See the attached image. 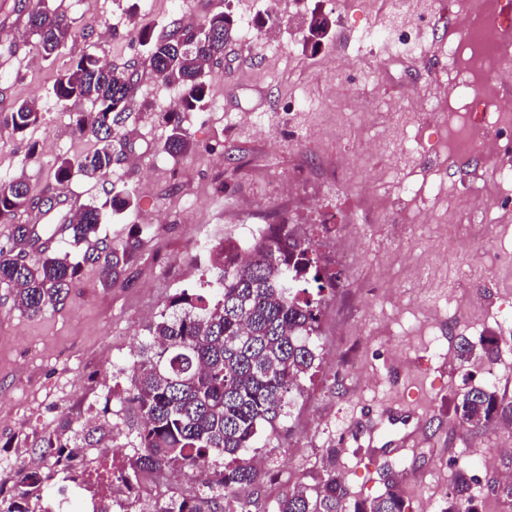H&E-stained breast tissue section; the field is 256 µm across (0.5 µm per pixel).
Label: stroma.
Masks as SVG:
<instances>
[{"mask_svg":"<svg viewBox=\"0 0 512 512\" xmlns=\"http://www.w3.org/2000/svg\"><path fill=\"white\" fill-rule=\"evenodd\" d=\"M76 19L78 34L55 59L44 60L27 29L29 0H0V112L35 100L37 126L16 133L0 126V182L25 177L32 194L62 195L59 213L102 196L80 179L58 186L53 164L93 151L92 136L73 131L71 113L51 95L57 76L83 52L110 64H136L139 104L121 138L110 180L135 195L134 205L107 218L100 236L126 249L112 285L87 265L65 305L38 317L22 314L0 286V497L10 495L21 468L39 467L32 443L56 437L90 417L117 414L122 429L111 454L125 463L137 423L116 399L150 319L170 297L198 282L203 250L233 237L237 225L286 220L327 241L330 212L365 210L359 247L338 271L342 287L323 310L319 367L304 382L276 438H259L266 459L252 512H270L296 487H316L328 449L352 498H372L393 476L405 512H443L458 473L472 476L479 512H512V493L497 472L512 473V222L495 225L483 248L466 238L432 276L416 265L441 234L433 188L455 194L480 183L494 208L512 211V191L498 192L493 170L478 154L449 164L447 110L415 111L413 101L447 97L445 41L458 39L446 19L448 0H411L413 19L402 57L376 58L362 49L370 27L390 21L393 0H49ZM231 9L235 32L211 67V98L183 115L191 148L166 164L167 130L158 113L176 109L181 90L144 64L133 28L156 32L198 26ZM334 26L317 49L303 45L312 11ZM271 19V28L260 19ZM383 140L388 148L373 151ZM38 154L28 158L29 146ZM346 156L348 173L336 171ZM428 211L430 222L417 220ZM494 338V358L461 361L460 338ZM361 364L351 374L350 358ZM495 391L506 417L489 426L460 424L453 401L466 389Z\"/></svg>","mask_w":512,"mask_h":512,"instance_id":"35a3bbf8","label":"stroma"}]
</instances>
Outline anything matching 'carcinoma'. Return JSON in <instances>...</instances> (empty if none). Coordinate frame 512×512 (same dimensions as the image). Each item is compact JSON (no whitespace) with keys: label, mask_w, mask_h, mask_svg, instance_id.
Returning a JSON list of instances; mask_svg holds the SVG:
<instances>
[{"label":"carcinoma","mask_w":512,"mask_h":512,"mask_svg":"<svg viewBox=\"0 0 512 512\" xmlns=\"http://www.w3.org/2000/svg\"><path fill=\"white\" fill-rule=\"evenodd\" d=\"M27 25L45 60L58 56L75 35V21L50 9L47 0H33ZM331 26L327 16L312 12L304 45L317 48ZM233 32L228 9L206 17L195 28L158 36L147 26L133 31V40L146 49L148 69L181 90L180 111L159 115L168 129L167 153L190 149L182 113L208 102V73ZM137 92L138 79L130 66L106 64L94 53L75 58L55 79L52 93L57 100L91 105L88 112L72 113V125L98 142L93 152L76 161H55L53 178L58 185H68L77 176L107 181L114 163L112 141L121 135ZM40 118L28 101L0 113V123L17 133L36 126ZM134 199L128 190L109 189L73 215L60 217L69 249L51 252L45 241L54 238L51 212L61 204L59 197L34 196L21 178L1 182L0 224L14 225L17 243L43 241L32 258L12 247L0 248V285L11 289L14 305L30 317L65 305L88 262L100 264L105 279L112 281L119 265L117 253L108 245L98 253L87 247L99 241L106 214L129 209ZM32 212L35 222H16L19 214ZM246 249L248 256L242 260L231 239L211 246L205 293L181 290L148 325L149 340L129 366L130 387L119 394L139 414L133 437L137 453L119 469L121 481L131 484L145 473L175 470L189 475L200 465L226 461L207 492L190 497L171 493L156 512H251L248 501L236 498L260 479L246 454L260 435L275 434L289 417L293 394L301 391L302 381L320 360L316 336L322 309L327 294L338 287L340 274L321 260L311 240L298 236L284 220L267 225ZM503 412L497 395L482 387L465 391L454 405L458 421L472 428L490 425ZM33 447L47 459V470H21L14 494L0 499V512H33L30 500H42L49 481L59 477L76 482L70 475L69 444L44 437ZM384 486L378 496L350 503L348 490L336 475V449L331 448L320 484L286 492L272 512H404L395 479L388 478ZM470 490V479L458 474L445 512H477Z\"/></svg>","instance_id":"obj_1"}]
</instances>
